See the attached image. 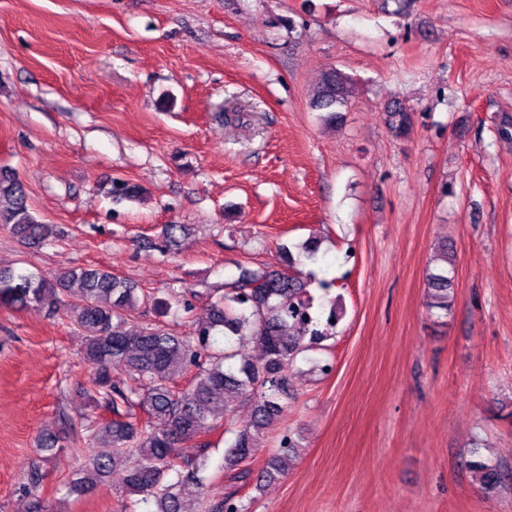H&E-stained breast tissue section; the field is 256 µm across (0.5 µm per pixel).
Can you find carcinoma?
I'll return each mask as SVG.
<instances>
[{
    "label": "carcinoma",
    "instance_id": "cac0c4a2",
    "mask_svg": "<svg viewBox=\"0 0 512 512\" xmlns=\"http://www.w3.org/2000/svg\"><path fill=\"white\" fill-rule=\"evenodd\" d=\"M351 78L336 67L321 77L311 108L324 113L331 122L342 119L348 106ZM387 123L396 138L408 136L413 118L403 106L387 107ZM108 194L116 200L131 199L139 188L114 180ZM0 227L29 247L38 246L53 229L33 216L26 192L12 168L0 167ZM188 235L184 224H166L152 242L166 255L181 245ZM297 253L285 251L287 264L294 256L316 258L318 245L307 240L294 245ZM429 307L448 311V292L453 279L448 268L430 271L425 277ZM150 304L165 317L172 307L169 299L140 291L128 279L95 266H77L47 278L0 266V305L14 309L30 306L52 312L65 310L84 336L83 355L94 371L90 398L96 407H105L110 416L101 418L89 430L87 453L71 482V491L84 495L95 490L120 467L123 484L131 495L147 503L155 500L157 512H186L176 488L185 482L201 483L207 467V439L234 398L244 396L253 402L248 424L230 431L224 440V468L234 470L261 447V442L287 395L288 371L297 355L318 344L335 328L342 309L331 305L326 321L312 313L313 300L306 284L284 268L260 267L224 289H209L207 316L193 333L181 336L164 322L125 329V319L140 304ZM249 336L259 343L263 358L258 362L240 360L234 343ZM120 369L141 384L112 380ZM194 371L186 389L175 391L173 381ZM161 417L163 430L151 428L150 420ZM58 439L50 433L38 436L37 450L50 457L57 451ZM298 444L285 434L277 452L270 457L264 476L285 473L296 457ZM482 472L484 492L496 493L504 485L499 466L482 460L470 462ZM206 512H249L237 496L229 492L224 500L208 505Z\"/></svg>",
    "mask_w": 512,
    "mask_h": 512
}]
</instances>
